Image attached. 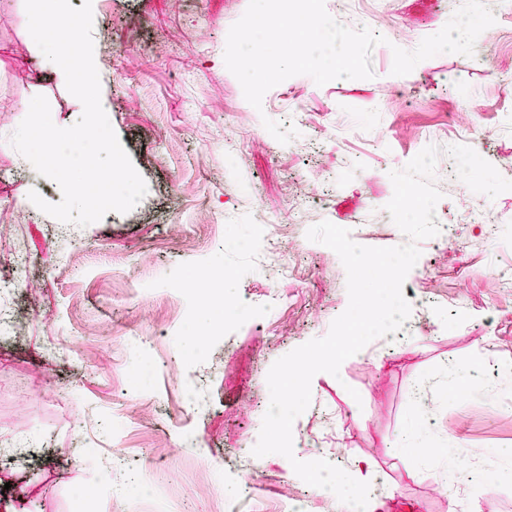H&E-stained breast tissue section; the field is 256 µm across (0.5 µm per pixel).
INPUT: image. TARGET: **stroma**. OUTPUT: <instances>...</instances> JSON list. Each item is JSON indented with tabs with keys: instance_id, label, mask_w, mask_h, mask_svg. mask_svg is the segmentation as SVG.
Here are the masks:
<instances>
[{
	"instance_id": "35a3bbf8",
	"label": "stroma",
	"mask_w": 512,
	"mask_h": 512,
	"mask_svg": "<svg viewBox=\"0 0 512 512\" xmlns=\"http://www.w3.org/2000/svg\"><path fill=\"white\" fill-rule=\"evenodd\" d=\"M91 2L101 102L148 192L130 212L64 234L28 197L35 190L60 202L59 185L9 138L34 96L46 97L60 127L83 106L41 69L24 0H0V278L12 277L16 252L30 258L10 301L18 330H0V443L31 447L27 461H0V512H79L74 492L92 478L102 488L94 512H225V499L250 481L240 512H277L302 480L278 454L243 461L259 436L268 371L325 336L348 305L340 258L306 231L327 220L361 245L405 243L384 210L389 173L431 144L469 145L512 180V0H487L496 36L477 41L474 56L440 54L405 76L391 73L393 47L414 50L462 0H361L357 15L325 0L351 28L380 15L373 78L319 86L297 75L258 109L223 58L248 0ZM293 112L313 150L280 144L262 124L287 123ZM451 162L444 153L437 162L436 212L455 234L420 241L403 286L411 314L402 336L374 340L339 376L313 377L311 404L293 425L294 454L330 456L346 470L370 459L363 491L448 512L442 487L467 504L477 495L450 477L464 453L473 474L500 476L484 512H512V384L502 380L512 367V288L484 273L512 269V190L475 195L493 226L459 223L468 188L451 177ZM306 171L331 187L289 225L282 277L259 268L248 243L270 235L264 215L287 211ZM215 268L222 274L208 290H184L188 276ZM272 289L282 302L275 315L265 311ZM228 301L250 312L226 326ZM206 321L211 345L193 353L187 327ZM469 365L477 383L459 377ZM417 430L431 461L409 448Z\"/></svg>"
}]
</instances>
